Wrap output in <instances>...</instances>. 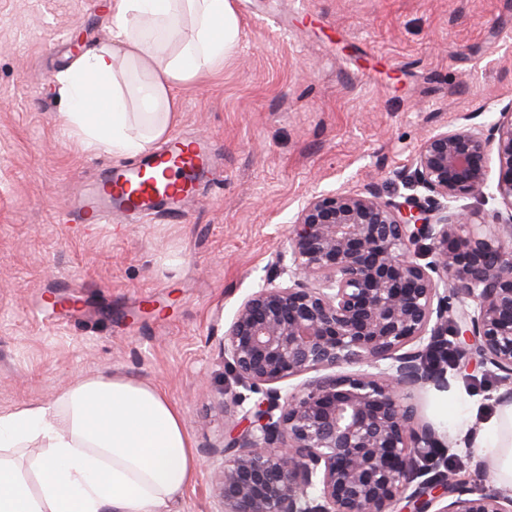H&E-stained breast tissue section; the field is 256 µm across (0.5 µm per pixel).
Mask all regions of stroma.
Masks as SVG:
<instances>
[{
    "label": "stroma",
    "instance_id": "35a3bbf8",
    "mask_svg": "<svg viewBox=\"0 0 512 512\" xmlns=\"http://www.w3.org/2000/svg\"><path fill=\"white\" fill-rule=\"evenodd\" d=\"M223 70L174 93L171 134L223 159L181 223L68 225L61 209L112 155L71 135L57 74L112 37L111 0H0V411L107 370L160 388L200 467L175 512H220L232 421L262 401L224 361V333L269 278L315 193L400 200L423 137L512 102V0H235ZM72 298L64 320L51 301ZM492 415L501 388L449 371Z\"/></svg>",
    "mask_w": 512,
    "mask_h": 512
}]
</instances>
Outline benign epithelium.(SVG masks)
Segmentation results:
<instances>
[{"mask_svg":"<svg viewBox=\"0 0 512 512\" xmlns=\"http://www.w3.org/2000/svg\"><path fill=\"white\" fill-rule=\"evenodd\" d=\"M405 185L427 195L311 196L276 255L277 268L291 258L288 285L267 281L234 315L224 358L266 400L226 444L221 512H397L403 498L416 512L443 498L435 512H512L511 497L448 470L439 435L408 402L472 359L512 384V240L476 234L480 214L452 206L498 198L494 217L512 224V104L486 128L427 135ZM460 294L470 303L457 306ZM312 371L326 375L275 387Z\"/></svg>","mask_w":512,"mask_h":512,"instance_id":"obj_1","label":"benign epithelium"}]
</instances>
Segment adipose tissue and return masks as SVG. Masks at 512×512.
I'll return each instance as SVG.
<instances>
[{"label": "adipose tissue", "instance_id": "adipose-tissue-1", "mask_svg": "<svg viewBox=\"0 0 512 512\" xmlns=\"http://www.w3.org/2000/svg\"><path fill=\"white\" fill-rule=\"evenodd\" d=\"M241 28L234 0H113L111 42L57 76L71 134L89 153L144 152L176 117L174 87L223 68ZM442 421L512 490V401L481 420L452 395ZM36 442L46 453L32 483L15 452ZM198 469L179 411L156 387L116 374L0 412V512H170Z\"/></svg>", "mask_w": 512, "mask_h": 512}]
</instances>
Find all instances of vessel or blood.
Here are the masks:
<instances>
[{"label":"vessel or blood","instance_id":"obj_1","mask_svg":"<svg viewBox=\"0 0 512 512\" xmlns=\"http://www.w3.org/2000/svg\"><path fill=\"white\" fill-rule=\"evenodd\" d=\"M219 158L200 138H175L163 150L148 152L131 164L100 169L96 185L84 186L63 210L65 224H105L113 212L152 214L179 222L184 205L213 173Z\"/></svg>","mask_w":512,"mask_h":512}]
</instances>
